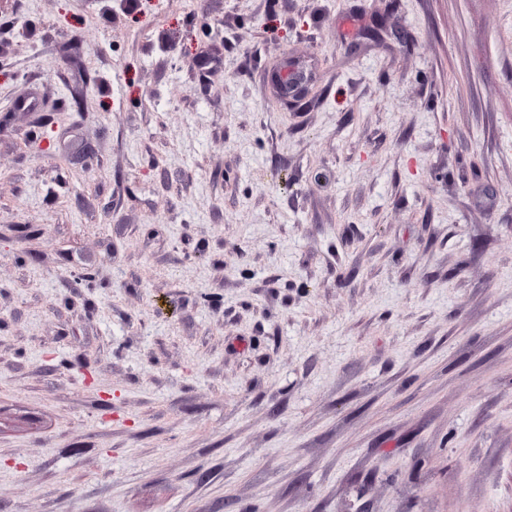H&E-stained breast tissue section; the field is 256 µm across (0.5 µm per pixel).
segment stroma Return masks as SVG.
<instances>
[{"label": "stroma", "mask_w": 512, "mask_h": 512, "mask_svg": "<svg viewBox=\"0 0 512 512\" xmlns=\"http://www.w3.org/2000/svg\"><path fill=\"white\" fill-rule=\"evenodd\" d=\"M0 512H512V0H0ZM288 57L268 71V84L281 104L298 103L305 99L314 78L303 66L288 65Z\"/></svg>", "instance_id": "obj_1"}]
</instances>
